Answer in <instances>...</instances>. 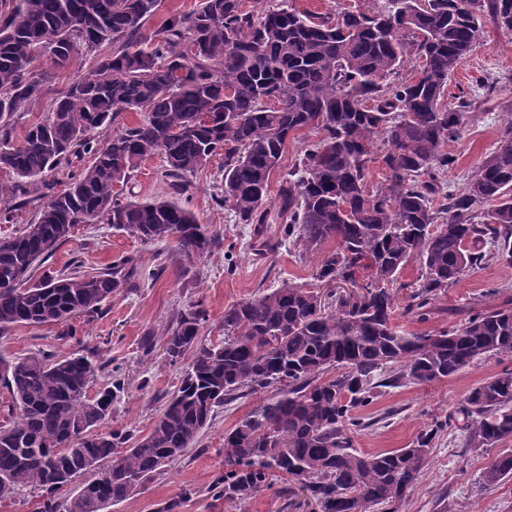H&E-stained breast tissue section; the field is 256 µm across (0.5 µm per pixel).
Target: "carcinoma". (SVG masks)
Here are the masks:
<instances>
[{
  "label": "carcinoma",
  "mask_w": 512,
  "mask_h": 512,
  "mask_svg": "<svg viewBox=\"0 0 512 512\" xmlns=\"http://www.w3.org/2000/svg\"><path fill=\"white\" fill-rule=\"evenodd\" d=\"M0 14V224L34 219L0 240V334L13 326L66 325L97 313L134 270L122 258L100 271L78 261L30 283L38 262L74 227L98 221L144 243L172 242L191 260L210 254L209 225L184 205L187 177L224 155L216 203L253 225L259 246L286 240L302 253L333 239L315 279L340 277L356 293L321 310L317 292L285 284L224 310V341L200 336L205 310L191 306L167 325L165 360L190 356L181 383L151 431L97 432L124 388L115 378L95 396L102 365L84 356L0 358L8 401L0 406V499L21 488L43 493L40 512L78 477L66 512H105L181 458L218 409L276 391L224 433V501L262 490L278 472L320 512H399L425 474L429 448L448 422L407 448L364 455L352 446V410L377 388L433 384L483 355L512 352V308L471 315L433 333L400 331L389 284L410 261L421 273L406 311L424 319L432 302L492 258L512 266V118L497 149L459 192L440 175L454 163L448 142L468 103L444 96L479 44L481 17L512 31V0H383L379 16L344 9L316 19L283 5L254 18L244 0L199 7L143 33L158 0H10ZM112 53L103 54L106 48ZM93 69L51 101L45 119L16 137L25 109L41 102L33 69L44 55L64 68L73 54ZM416 76L397 81L404 62ZM141 122L110 131L124 111ZM320 138L268 186L288 137ZM112 132L106 143L96 135ZM387 144L386 183L367 186L376 139ZM159 155L167 196L126 201L143 162ZM88 164L73 172L76 162ZM489 219L474 223L485 204ZM409 225L400 234L396 226ZM468 447L484 453L512 438V370L479 383L459 410ZM512 475V451L483 475L487 487Z\"/></svg>",
  "instance_id": "carcinoma-1"
}]
</instances>
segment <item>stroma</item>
<instances>
[{"label": "stroma", "instance_id": "35a3bbf8", "mask_svg": "<svg viewBox=\"0 0 512 512\" xmlns=\"http://www.w3.org/2000/svg\"><path fill=\"white\" fill-rule=\"evenodd\" d=\"M482 25L480 44L461 62L448 85L449 106L461 99L469 103L462 134L448 145L455 162L443 179L454 191L461 190L480 162L496 150L512 117V32L498 28L487 15ZM93 64V56L84 53L62 69L46 59L34 75L42 81L46 98L53 99ZM223 170V157H213L190 176L186 194L190 208L217 239L211 254L188 261L168 243L146 244L98 222L77 225L70 238L51 252L44 269L58 271L75 260L102 268L127 256L138 264L136 276L113 294L100 313L74 319L75 338H60V328L54 324L16 327L0 335V357L11 361L45 352L59 357L77 354L103 363L89 394H96L115 377L124 380L125 389L100 432L126 428L142 435L151 430L181 383L184 366L165 361L162 334L178 311L201 305L206 312L201 334L206 342L216 344L224 337L225 308L270 288L292 284L315 290L328 309H335L339 289L314 277L318 253L299 257L286 242L263 255L253 251L248 226L235 223L231 212L214 200ZM420 272L419 263L413 261L398 277V329L431 333L456 326L475 313L512 306V266L493 259L465 273L433 301L427 318L418 320L403 308L407 287ZM506 368L512 369V353L478 357L456 375L434 384L380 390L368 405L353 411L362 423L352 435L354 448L371 455L407 447L434 421L457 416L472 387ZM259 402L254 395L225 405L183 457L106 512H157L172 498L180 501L177 512H312L303 496L289 495V482L280 475L271 477L267 489L230 506L212 489L224 472L225 431ZM494 456L491 450L470 451L466 433L448 426L433 441L426 475L401 512H512V478L489 488L482 484Z\"/></svg>", "mask_w": 512, "mask_h": 512}]
</instances>
